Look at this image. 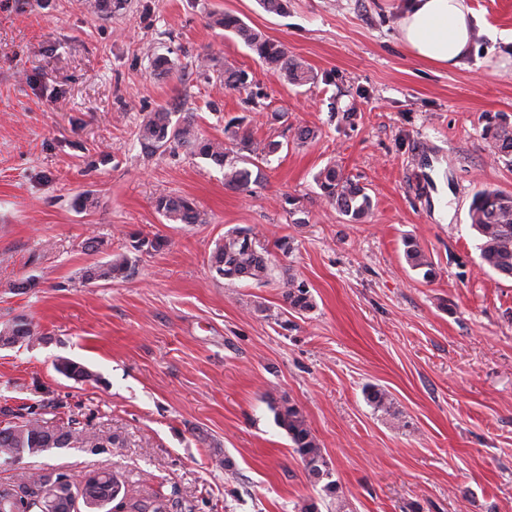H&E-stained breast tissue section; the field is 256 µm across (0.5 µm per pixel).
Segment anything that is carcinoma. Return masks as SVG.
Here are the masks:
<instances>
[{
	"instance_id": "carcinoma-1",
	"label": "carcinoma",
	"mask_w": 512,
	"mask_h": 512,
	"mask_svg": "<svg viewBox=\"0 0 512 512\" xmlns=\"http://www.w3.org/2000/svg\"><path fill=\"white\" fill-rule=\"evenodd\" d=\"M214 25L240 38L270 69L279 73L287 83L306 84L314 77L308 66L290 54L281 43L266 38L238 16L229 12L211 15ZM248 74L233 69L224 70V87L247 90ZM243 119L234 118L224 126V138H206L200 132L193 113L172 121V113L160 109L150 113L140 125L136 136L147 155L183 148L191 155L206 159L224 171V187L245 191L259 181L262 164L277 154L282 143L270 140L259 146L242 130ZM488 139L500 157L512 155V126L498 125L485 130ZM321 196L328 204L348 218L351 223L362 222L372 209V199L365 188L334 162L327 163L314 176ZM155 209L166 219L179 224H204L203 214L187 197L159 193ZM471 226L480 238L482 264L497 274L512 278V195L496 189H483L474 197L469 210ZM131 247L140 251L157 252L167 246L160 235L151 238L139 233L130 235ZM408 265L425 279L435 276V269L419 242L408 237L403 241ZM211 267L216 274L229 281H251L265 285L273 280L274 264L269 250L260 246L258 234L252 227H235L224 235V241L212 253ZM129 258L119 254L102 265L87 271L89 279H118L127 276ZM284 293L286 303L294 311L307 312L314 308L309 288L304 282L290 277ZM34 330L24 321H15L0 328V346H12L20 341H31ZM57 370L72 379L89 375L85 366L69 359L57 363ZM365 396L377 411L392 414L394 405L390 393L378 386L365 389ZM277 425L292 442L305 471L315 483H323L325 497L336 501V510L343 509L340 487L332 479V463L323 453L300 408L287 399L270 400ZM13 421L0 429V457L20 460L24 456L40 455L52 449L75 448L87 445L77 427L60 429L48 425L30 409L12 413ZM23 507L27 512H182L179 501L156 496L137 500L120 480L110 473H89L77 480L64 472L22 473L12 482L0 484V512H15Z\"/></svg>"
}]
</instances>
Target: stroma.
Instances as JSON below:
<instances>
[{"instance_id":"stroma-1","label":"stroma","mask_w":512,"mask_h":512,"mask_svg":"<svg viewBox=\"0 0 512 512\" xmlns=\"http://www.w3.org/2000/svg\"><path fill=\"white\" fill-rule=\"evenodd\" d=\"M466 2L473 43L445 68L403 45L407 0H288L280 15L259 0H126L107 14L88 0H0V326L24 318L39 335L0 348V428L4 408L26 405L91 440L0 461V483L107 471L190 512H298L309 498L335 512L277 426L274 396L306 415L345 512H512V280L482 267L469 219L478 190L512 194V160L484 136L512 124V0ZM224 11L285 44L314 83L263 66L213 26ZM158 55L169 73L154 70ZM227 68L248 73L249 91L225 89ZM161 108L194 113L210 138L239 118L283 148L260 184L231 191L210 161L142 151L136 132ZM300 125L316 140L293 143ZM331 161L371 196L365 222L321 196L314 175ZM162 191L191 198L207 223L168 221ZM81 193L96 207L75 208ZM238 226L272 248L276 282L212 270ZM133 232L169 245L135 251ZM408 236L434 279L407 264ZM282 237L291 252L274 250ZM117 254L129 277L86 279ZM291 274L311 311L285 303ZM62 358L92 379L58 373ZM369 385L391 393L400 423L367 403Z\"/></svg>"}]
</instances>
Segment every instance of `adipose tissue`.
Listing matches in <instances>:
<instances>
[{
	"instance_id": "ef3b65f1",
	"label": "adipose tissue",
	"mask_w": 512,
	"mask_h": 512,
	"mask_svg": "<svg viewBox=\"0 0 512 512\" xmlns=\"http://www.w3.org/2000/svg\"><path fill=\"white\" fill-rule=\"evenodd\" d=\"M473 17L466 0H412L399 20L401 40L416 59L455 67L470 50Z\"/></svg>"
}]
</instances>
